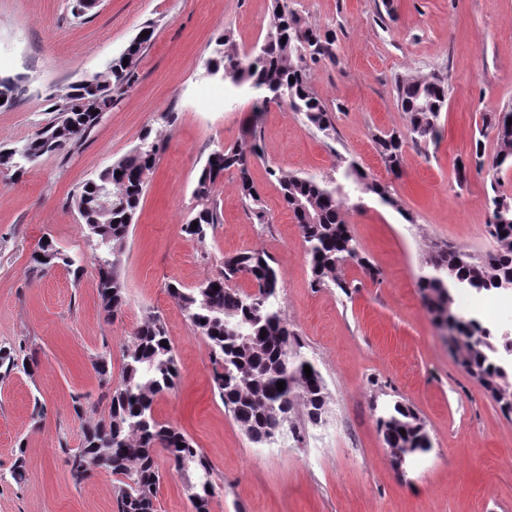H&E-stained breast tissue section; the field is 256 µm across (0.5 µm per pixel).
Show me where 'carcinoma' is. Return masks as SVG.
I'll return each instance as SVG.
<instances>
[{
	"label": "carcinoma",
	"instance_id": "obj_1",
	"mask_svg": "<svg viewBox=\"0 0 512 512\" xmlns=\"http://www.w3.org/2000/svg\"><path fill=\"white\" fill-rule=\"evenodd\" d=\"M273 21L263 40L250 50H237L230 34L223 32L215 40V49L207 60L208 78L224 83L233 94L242 91L254 95L252 115L259 120L272 106H286L304 116L308 125L323 137L335 132L330 107L313 90L309 75L319 65L337 63L336 30L313 27L290 9L288 0H272ZM147 36L134 39L119 56L112 59L105 77L93 76L76 82L58 96L50 98L57 113L54 124L35 133L19 149L0 150V168L15 174L38 165L43 158L60 153L78 142L98 122L101 114L112 109L114 96L131 88L137 80L136 66ZM286 42H281V39ZM397 103L408 118L404 128H395L375 139V148L388 170L400 175L407 143L437 144L440 118L448 105V86L442 78L412 76L395 82ZM512 107L490 112L483 118L497 141V150L488 155L483 141L474 140L471 161L490 176L491 194L487 196L489 235L498 249L475 259L458 248L440 250L432 260V270L420 276L418 288L423 305L435 325L455 329L461 339L454 351L464 370L492 396L506 417L512 416V372L500 371L493 360V334L473 317L454 308V295L461 283H470L476 292H497L499 284L512 277V198L498 189V174L512 170ZM162 142L145 130L123 157L113 161L95 177L85 181L71 197V205L88 230V238L97 256L98 290L108 315H115L124 304L120 268L124 247L135 223L147 177L154 169ZM261 158L256 129L250 128L243 140L219 145L202 165L193 196L196 205L182 225L187 236L203 241L221 212L212 199L215 184L226 171L238 175L242 207L255 224L269 223V212L250 176V166ZM278 186L283 207L292 214L304 243L314 288L346 283L336 272L348 262L373 272L360 255L357 242L343 215L346 207L360 209L367 197L399 209L391 186L379 181L355 159L344 158L338 176L303 177L282 168L270 169ZM110 193L111 206L96 209L101 189ZM198 223L197 228L191 224ZM32 269L43 271L54 266L71 268L75 260L53 241H42L31 256ZM245 278L251 289L236 281ZM218 289H213V286ZM168 293L184 312L195 333L203 336L212 365L213 392L224 408L256 444L288 437L301 441V430L294 420L301 405L311 422H318L325 411L326 388L320 371L303 352L304 344L288 323L283 310L279 268L264 251L248 250L224 256L213 277L194 288L170 284ZM265 336H260L261 330ZM121 379L112 384L111 359L98 355L93 367L105 381L103 398L108 416L84 430L82 447L64 448L72 481L89 479L95 468H105L115 476L113 497L117 512H154L161 474L158 455L163 453L176 474L188 460L205 481L184 479L192 500L200 501L197 512H209L211 501L222 487L213 479L208 458L193 446L177 426L159 421L153 410L154 399L174 390L178 379L175 355L163 319L154 315L132 333V344L122 353ZM311 376H306L304 366ZM30 370L35 361L17 364L14 351L0 349V368L9 373L17 367ZM285 382L277 390V382ZM378 430L388 448L408 455L422 452L421 439L428 435L424 423L413 409L396 402L376 418Z\"/></svg>",
	"mask_w": 512,
	"mask_h": 512
}]
</instances>
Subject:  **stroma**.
Here are the masks:
<instances>
[{"label":"stroma","instance_id":"35a3bbf8","mask_svg":"<svg viewBox=\"0 0 512 512\" xmlns=\"http://www.w3.org/2000/svg\"><path fill=\"white\" fill-rule=\"evenodd\" d=\"M73 0H0V74L23 91L0 106V149L23 143L52 121L49 98L104 74L109 62L149 26L138 80L68 151L44 158L23 176L0 172V348L35 357L34 374L0 378V512H113L115 478L100 469L74 483L63 447L78 448L89 423L107 417L92 361L110 355L120 376L133 329L158 315L176 354V388L153 409L179 427L210 460L222 491L210 512H512V419L460 365L426 312L418 290L439 248L474 255L497 248L486 231V173L459 163L471 155L484 112L512 104V0H291L303 19L335 28L337 65L311 72L330 106L336 134L323 138L304 117L272 107L263 115V156L251 166L272 216L268 226L243 210L234 173L213 192L223 222L205 241L182 226L207 155L243 137L250 96L228 94L202 63L222 32L239 49L265 36L271 0H100L86 16ZM444 77L448 107L442 136L407 145L393 179L376 136L402 127L397 77ZM174 115L165 123L163 113ZM163 143L125 244V303L107 318L98 265L84 224L70 204L87 179L128 153L146 129ZM354 158L392 184L399 209L368 198L345 220L360 252L378 271H341L348 289H315L298 228L283 207L270 168L322 177L339 158ZM52 239L79 262L33 272L30 257ZM263 250L281 273L285 315L321 372L327 406L321 420H296L302 442L252 443L212 389L205 339L168 295L169 282L192 288L212 277L225 256ZM85 398L75 415L74 396ZM424 422L432 448L396 469L376 416L395 402ZM25 479L12 476L17 455ZM154 512H194L184 482L161 463Z\"/></svg>","mask_w":512,"mask_h":512}]
</instances>
